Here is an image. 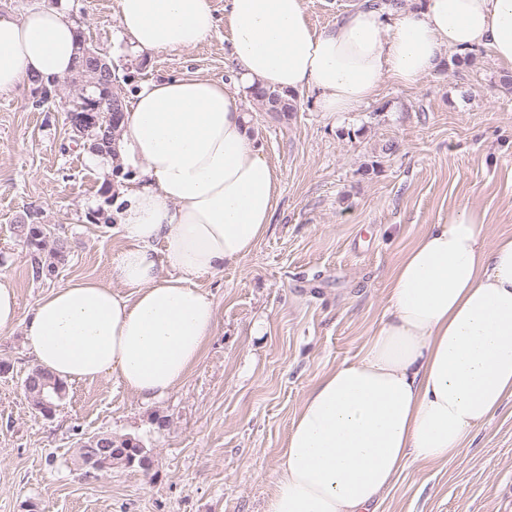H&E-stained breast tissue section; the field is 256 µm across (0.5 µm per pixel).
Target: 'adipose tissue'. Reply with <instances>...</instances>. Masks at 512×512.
Masks as SVG:
<instances>
[{
  "mask_svg": "<svg viewBox=\"0 0 512 512\" xmlns=\"http://www.w3.org/2000/svg\"><path fill=\"white\" fill-rule=\"evenodd\" d=\"M136 53L201 44L210 0H117ZM232 81L179 75L142 84L114 148L141 167L120 190L125 245L108 280L52 288L21 314L0 275V333L23 326L36 364L66 382L106 375L142 399L173 391L217 326L196 279L250 255L274 215L279 180L246 123L252 85L317 94L345 114L385 80L410 85L445 52L490 50L512 64V0H425L396 12L361 6L323 32L304 0H225ZM76 27L66 0L0 12V92L29 75L70 72ZM512 398V234L462 207L426 225L390 274L386 313L363 353L323 371L288 432L264 512H376L400 471L450 464Z\"/></svg>",
  "mask_w": 512,
  "mask_h": 512,
  "instance_id": "ef3b65f1",
  "label": "adipose tissue"
}]
</instances>
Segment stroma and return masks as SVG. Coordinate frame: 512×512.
<instances>
[{"label": "stroma", "mask_w": 512, "mask_h": 512, "mask_svg": "<svg viewBox=\"0 0 512 512\" xmlns=\"http://www.w3.org/2000/svg\"><path fill=\"white\" fill-rule=\"evenodd\" d=\"M85 35L132 86L191 73L223 81L230 44L137 55L119 36L115 0H72ZM473 64L445 55L416 83L385 81L349 114L299 94L290 123L251 98L243 109L275 168L270 230L238 264L196 285L217 328L182 384L145 402L112 377L71 383L52 416L26 397L34 362L21 329L0 334V512H264L288 430L324 370L359 356L387 308L389 273L424 225L471 205L512 233V65L488 50ZM60 86L37 103L29 81L0 93V273L21 312L61 284L107 277L124 241L111 214L119 183L70 138ZM391 140L399 152L383 153ZM19 224H44L65 259L35 279ZM109 432L139 437L148 469L86 476L77 444ZM378 512H512V400L452 464L402 471Z\"/></svg>", "instance_id": "obj_1"}]
</instances>
